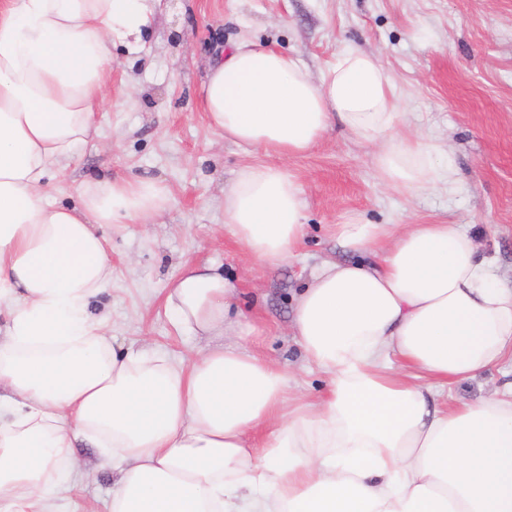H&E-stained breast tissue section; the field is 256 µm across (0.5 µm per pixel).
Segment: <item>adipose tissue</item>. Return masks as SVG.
Segmentation results:
<instances>
[{
	"label": "adipose tissue",
	"mask_w": 512,
	"mask_h": 512,
	"mask_svg": "<svg viewBox=\"0 0 512 512\" xmlns=\"http://www.w3.org/2000/svg\"><path fill=\"white\" fill-rule=\"evenodd\" d=\"M155 0H0V512H54L77 442L111 458L107 512H512V399L448 406L443 390L512 359V287L458 224L334 227L358 261H325L293 334L327 377L316 401L238 343L232 289L206 266L170 285L173 327L211 337L191 364L119 351L89 302L112 279L102 224H149L171 199L147 178L49 183L100 135L112 41L131 50ZM201 107L226 140L261 149L224 192V226L260 264L296 256L303 190L283 160L331 126L377 145L413 195L453 184L431 137L403 130L374 55L345 48L319 79L245 34L209 66Z\"/></svg>",
	"instance_id": "ef3b65f1"
}]
</instances>
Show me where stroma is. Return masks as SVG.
<instances>
[{"instance_id": "1", "label": "stroma", "mask_w": 512, "mask_h": 512, "mask_svg": "<svg viewBox=\"0 0 512 512\" xmlns=\"http://www.w3.org/2000/svg\"><path fill=\"white\" fill-rule=\"evenodd\" d=\"M300 59L312 76L346 46L377 56L401 98L404 128L432 136L456 172L415 196L379 182L376 146L333 128L304 156L285 160L300 182L305 237L299 257L256 265L224 227V191L262 152L225 140L201 110L206 64L240 31ZM140 51L112 44V102L100 137L57 173L52 198L77 203L89 179L146 177L171 191L151 224L101 231L112 251V280L96 299L111 313L114 344L161 348L191 361L203 339L181 336L163 306L187 262L223 272L234 313L263 333L260 351L313 397L324 375L304 363L290 333L294 297L320 260L343 259L328 233L350 213L372 223L464 225L498 276L512 284V0H160ZM512 383L494 371L451 385L449 402H473ZM82 478L61 512H106L112 467L99 449L78 451Z\"/></svg>"}]
</instances>
